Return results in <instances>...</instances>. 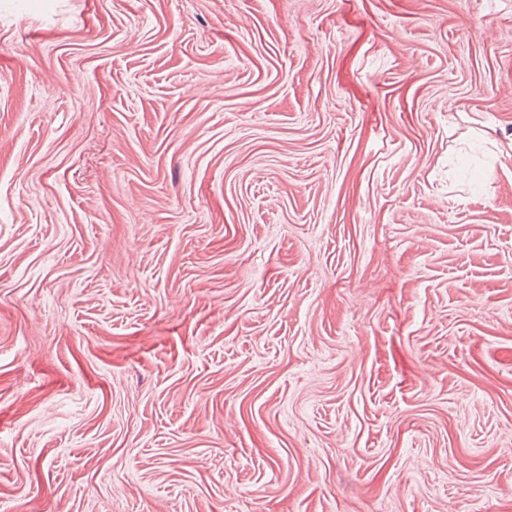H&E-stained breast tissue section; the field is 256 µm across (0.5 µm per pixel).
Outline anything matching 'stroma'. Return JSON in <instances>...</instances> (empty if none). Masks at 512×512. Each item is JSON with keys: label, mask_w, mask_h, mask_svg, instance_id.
Listing matches in <instances>:
<instances>
[{"label": "stroma", "mask_w": 512, "mask_h": 512, "mask_svg": "<svg viewBox=\"0 0 512 512\" xmlns=\"http://www.w3.org/2000/svg\"><path fill=\"white\" fill-rule=\"evenodd\" d=\"M0 512H512V0H0Z\"/></svg>", "instance_id": "obj_1"}]
</instances>
